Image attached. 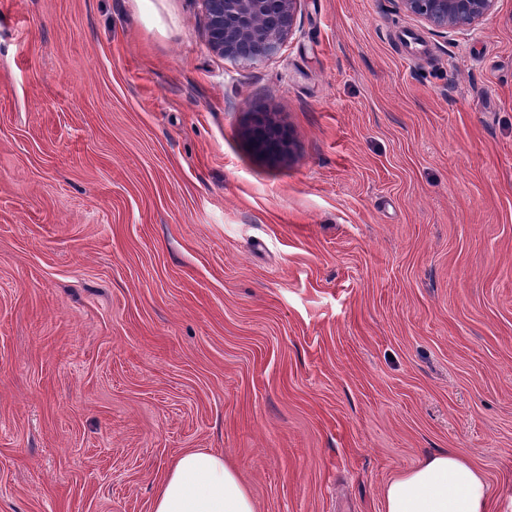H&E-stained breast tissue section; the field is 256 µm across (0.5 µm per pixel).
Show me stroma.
Segmentation results:
<instances>
[{
	"label": "stroma",
	"instance_id": "1",
	"mask_svg": "<svg viewBox=\"0 0 512 512\" xmlns=\"http://www.w3.org/2000/svg\"><path fill=\"white\" fill-rule=\"evenodd\" d=\"M195 448L256 512L448 448L512 503V0H299L256 62L200 0H0V512H152ZM398 8L439 33L475 29L497 0H395ZM252 148L259 154L279 156L289 147V135L272 123L265 115L258 114L248 132Z\"/></svg>",
	"mask_w": 512,
	"mask_h": 512
}]
</instances>
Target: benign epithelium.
<instances>
[{
	"instance_id": "1",
	"label": "benign epithelium",
	"mask_w": 512,
	"mask_h": 512,
	"mask_svg": "<svg viewBox=\"0 0 512 512\" xmlns=\"http://www.w3.org/2000/svg\"><path fill=\"white\" fill-rule=\"evenodd\" d=\"M211 50L226 58L257 61L276 54L294 21L299 0H200ZM398 8L442 34L469 31L490 15L497 0H395ZM259 154L279 156L289 135L265 115L248 132Z\"/></svg>"
}]
</instances>
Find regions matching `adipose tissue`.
I'll return each mask as SVG.
<instances>
[{"label":"adipose tissue","instance_id":"1","mask_svg":"<svg viewBox=\"0 0 512 512\" xmlns=\"http://www.w3.org/2000/svg\"><path fill=\"white\" fill-rule=\"evenodd\" d=\"M492 488L461 451L427 455L392 478L382 492V512H494ZM153 512H256L237 468L222 454L184 453L159 487Z\"/></svg>","mask_w":512,"mask_h":512}]
</instances>
